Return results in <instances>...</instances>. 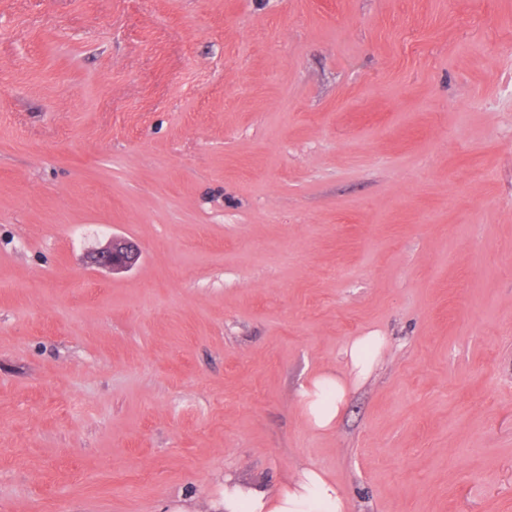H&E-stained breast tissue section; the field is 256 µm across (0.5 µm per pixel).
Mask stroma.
<instances>
[{"mask_svg": "<svg viewBox=\"0 0 512 512\" xmlns=\"http://www.w3.org/2000/svg\"><path fill=\"white\" fill-rule=\"evenodd\" d=\"M115 235L139 263L90 266ZM308 466L512 512V0H0V512ZM381 341L380 336H359L346 345L344 358L352 380L337 372L322 371L301 384L299 403L314 429L330 430L336 425L350 390L349 382L360 380L370 372L374 357L368 353V348L379 347Z\"/></svg>", "mask_w": 512, "mask_h": 512, "instance_id": "35a3bbf8", "label": "stroma"}]
</instances>
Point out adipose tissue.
Segmentation results:
<instances>
[{
    "label": "adipose tissue",
    "mask_w": 512,
    "mask_h": 512,
    "mask_svg": "<svg viewBox=\"0 0 512 512\" xmlns=\"http://www.w3.org/2000/svg\"><path fill=\"white\" fill-rule=\"evenodd\" d=\"M380 343L377 336L357 337L344 349L349 376L323 371L301 384L299 403L314 429L329 430L336 425L351 380L362 379L370 372L374 362L370 350ZM220 509L221 512H346L347 503L324 471L307 467L274 496L258 487L225 480Z\"/></svg>",
    "instance_id": "ef3b65f1"
}]
</instances>
